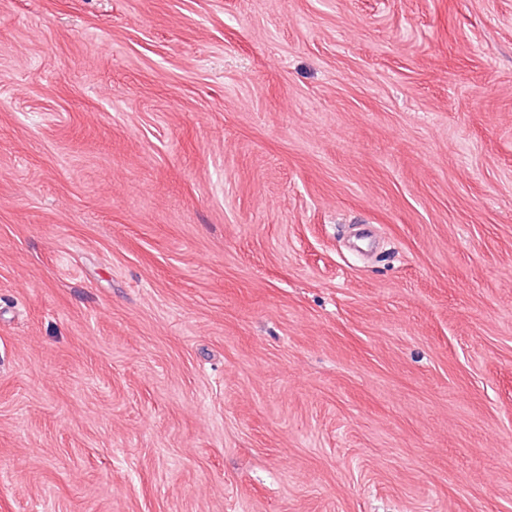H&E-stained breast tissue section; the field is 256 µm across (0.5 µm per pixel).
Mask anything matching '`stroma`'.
<instances>
[{
  "mask_svg": "<svg viewBox=\"0 0 512 512\" xmlns=\"http://www.w3.org/2000/svg\"><path fill=\"white\" fill-rule=\"evenodd\" d=\"M0 512H512V0H0Z\"/></svg>",
  "mask_w": 512,
  "mask_h": 512,
  "instance_id": "obj_1",
  "label": "stroma"
}]
</instances>
